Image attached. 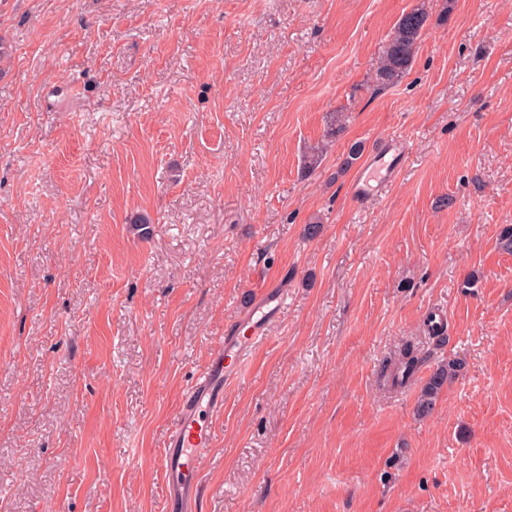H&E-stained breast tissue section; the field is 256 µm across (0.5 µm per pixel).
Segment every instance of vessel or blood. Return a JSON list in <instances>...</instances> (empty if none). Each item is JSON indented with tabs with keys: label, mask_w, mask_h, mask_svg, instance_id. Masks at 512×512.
<instances>
[{
	"label": "vessel or blood",
	"mask_w": 512,
	"mask_h": 512,
	"mask_svg": "<svg viewBox=\"0 0 512 512\" xmlns=\"http://www.w3.org/2000/svg\"><path fill=\"white\" fill-rule=\"evenodd\" d=\"M399 155L397 141L383 140L353 178L351 199L365 202L391 183L398 173ZM283 302V292L274 287L256 297L241 318L239 328L221 340L219 349L211 352L203 371L188 390L163 453L168 512H198L199 462L214 440L212 425L201 413L222 411L225 384L240 375L248 352L264 340L266 328Z\"/></svg>",
	"instance_id": "obj_1"
}]
</instances>
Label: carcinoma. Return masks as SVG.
I'll return each instance as SVG.
<instances>
[{
    "instance_id": "obj_1",
    "label": "carcinoma",
    "mask_w": 512,
    "mask_h": 512,
    "mask_svg": "<svg viewBox=\"0 0 512 512\" xmlns=\"http://www.w3.org/2000/svg\"><path fill=\"white\" fill-rule=\"evenodd\" d=\"M428 26L429 14L421 6L413 7L401 14L376 68L375 81L378 86L394 85L411 70L420 41ZM465 368L466 361L456 359L439 366L431 373L420 390L416 404L417 415L424 417L431 414L440 390Z\"/></svg>"
}]
</instances>
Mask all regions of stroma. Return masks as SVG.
Listing matches in <instances>:
<instances>
[{"instance_id": "35a3bbf8", "label": "stroma", "mask_w": 512, "mask_h": 512, "mask_svg": "<svg viewBox=\"0 0 512 512\" xmlns=\"http://www.w3.org/2000/svg\"><path fill=\"white\" fill-rule=\"evenodd\" d=\"M417 5L415 63L375 89ZM385 139L399 172L355 203L349 149ZM504 224L512 0H0V512H166L176 412L270 286L202 512H512ZM464 359H456L439 366L427 379L420 390L416 404V413L424 417L432 413L436 398L446 383L455 379L466 368Z\"/></svg>"}]
</instances>
